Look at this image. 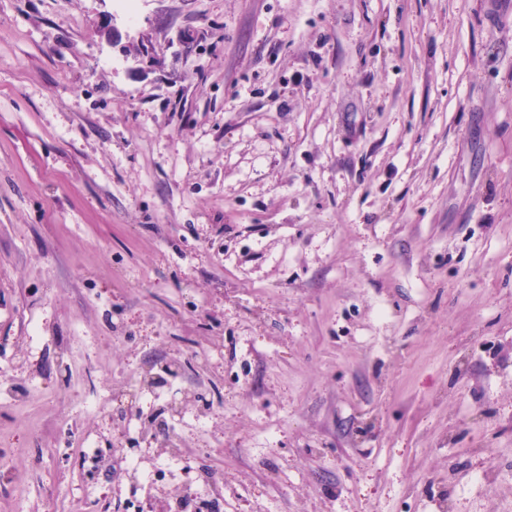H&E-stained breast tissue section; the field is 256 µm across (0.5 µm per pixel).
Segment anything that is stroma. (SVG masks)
<instances>
[{
  "label": "stroma",
  "mask_w": 512,
  "mask_h": 512,
  "mask_svg": "<svg viewBox=\"0 0 512 512\" xmlns=\"http://www.w3.org/2000/svg\"><path fill=\"white\" fill-rule=\"evenodd\" d=\"M0 375V512H512V0H0Z\"/></svg>",
  "instance_id": "35a3bbf8"
}]
</instances>
